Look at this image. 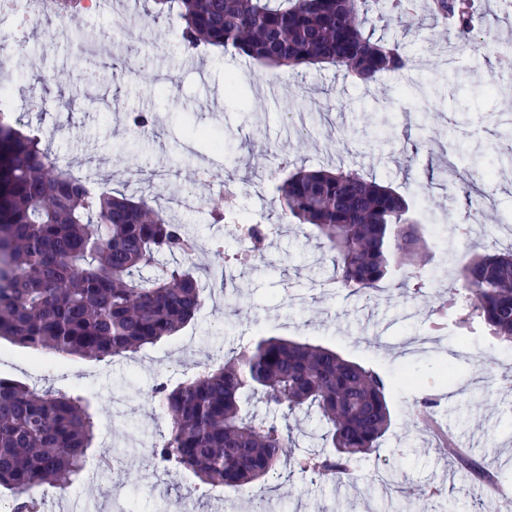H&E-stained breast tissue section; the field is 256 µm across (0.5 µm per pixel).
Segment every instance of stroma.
Listing matches in <instances>:
<instances>
[{
	"instance_id": "1",
	"label": "stroma",
	"mask_w": 512,
	"mask_h": 512,
	"mask_svg": "<svg viewBox=\"0 0 512 512\" xmlns=\"http://www.w3.org/2000/svg\"><path fill=\"white\" fill-rule=\"evenodd\" d=\"M128 26L141 31L143 43L117 37ZM16 28L22 36L8 69L17 84L11 122L39 133L59 164L99 186L185 197L174 216L198 239L192 261L223 278L203 281L204 303L190 323L130 359L62 358L0 340V377L81 392L97 423L85 479L38 489L40 512H61L66 502L81 512H114L115 499L125 512H165L174 499L188 500L191 512H480V499L463 482L441 483L440 471L459 462L431 446L421 425L427 415L455 439L480 436L474 457L512 489V463L501 462L512 456V393L496 383L512 374V343L478 324L460 341L454 318L440 311L454 260L477 244L512 249V72H502L495 54L449 56L453 28L422 7L393 20L369 11L366 32L399 43L409 65L367 85L329 65L268 67L219 50L187 55L177 19L155 18L152 0H139L133 12L112 0L111 8L47 29L0 10V34ZM105 32L113 36L103 56L114 65L112 78L90 86L85 72L94 58L83 43ZM133 54L142 65L130 72L124 61ZM230 74L240 96L226 91ZM161 75L171 78L162 89ZM490 81L495 93L480 94ZM133 110L153 113L154 126L131 127ZM199 128L215 131L222 150L197 137ZM450 158L475 174L495 172L480 221L448 189L441 169ZM280 162L293 170L352 169L404 193L428 247L422 281L406 264L364 295L335 287L332 255L311 227L281 217L278 181L268 176ZM204 169L221 174L222 183L202 180ZM227 203L223 223H213L212 207ZM241 215L274 228L264 265L244 268L237 260L244 245L230 227ZM462 224L471 225L469 237L458 234ZM263 336L330 347L392 379V422L376 451L342 482L284 472L252 485L248 498L228 489L218 497L189 474L158 469L150 447L171 424L154 403L156 385L223 364ZM486 357L493 360L487 369ZM428 398L434 405L426 412ZM117 448L128 451L123 463L95 468ZM433 484L440 496H424Z\"/></svg>"
}]
</instances>
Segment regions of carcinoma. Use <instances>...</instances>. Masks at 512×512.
Here are the masks:
<instances>
[{"label": "carcinoma", "mask_w": 512, "mask_h": 512, "mask_svg": "<svg viewBox=\"0 0 512 512\" xmlns=\"http://www.w3.org/2000/svg\"><path fill=\"white\" fill-rule=\"evenodd\" d=\"M176 14L184 49L232 50L269 66L327 64L369 84L405 68L395 46L363 31L372 4L389 16L406 0H153ZM462 45L476 41L473 0H426ZM283 217L313 226L332 253L331 279L368 293L426 248L405 197L349 169L298 170L278 187ZM268 230L249 229L250 256ZM195 240L170 212L120 191L92 188L41 147L34 132L0 120V339L94 360L127 357L188 324L203 304L199 268L178 259ZM453 281L474 321L512 342V253L465 256ZM388 382L335 350L263 337L217 368L162 383L154 400L171 418L152 456L201 484L238 492L284 461L331 480L350 475L391 425ZM265 405L259 419L251 412ZM315 412L323 451L293 455L288 417ZM93 414L80 395L0 377V489L14 512H38L33 490L80 478L93 448Z\"/></svg>", "instance_id": "1"}]
</instances>
